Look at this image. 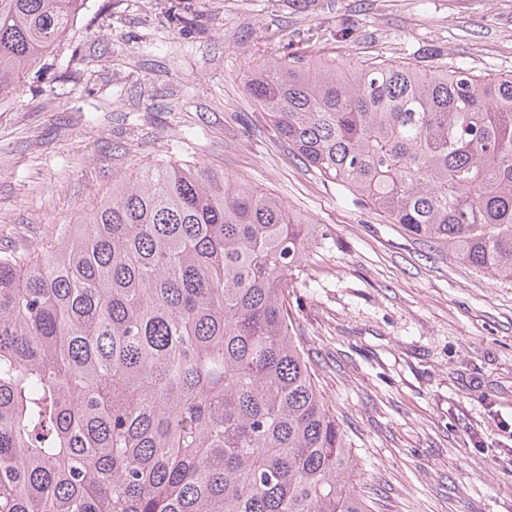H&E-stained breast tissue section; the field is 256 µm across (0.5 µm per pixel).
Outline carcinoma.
Segmentation results:
<instances>
[{
    "label": "carcinoma",
    "instance_id": "cac0c4a2",
    "mask_svg": "<svg viewBox=\"0 0 512 512\" xmlns=\"http://www.w3.org/2000/svg\"><path fill=\"white\" fill-rule=\"evenodd\" d=\"M84 0H0V99ZM246 89L309 167L512 279V74L271 59ZM308 225L156 165L0 251V512H368L288 311Z\"/></svg>",
    "mask_w": 512,
    "mask_h": 512
}]
</instances>
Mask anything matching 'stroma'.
Wrapping results in <instances>:
<instances>
[{"instance_id":"obj_1","label":"stroma","mask_w":512,"mask_h":512,"mask_svg":"<svg viewBox=\"0 0 512 512\" xmlns=\"http://www.w3.org/2000/svg\"><path fill=\"white\" fill-rule=\"evenodd\" d=\"M512 72V0H85L0 102V248H41L147 163L203 162L311 228L294 334L371 512H512V280L410 236L309 168L252 65L404 60Z\"/></svg>"}]
</instances>
